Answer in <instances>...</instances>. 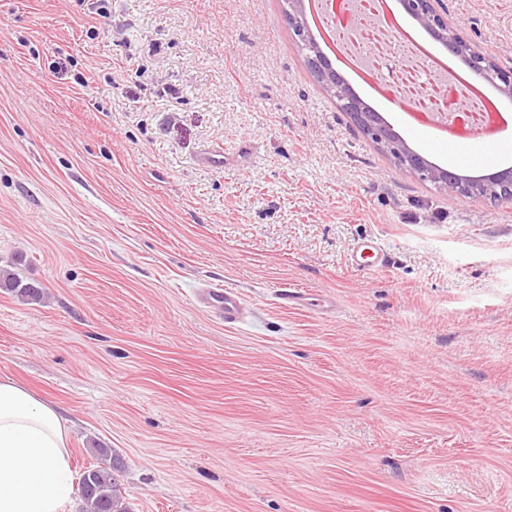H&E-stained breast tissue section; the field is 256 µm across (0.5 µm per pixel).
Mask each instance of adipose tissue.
<instances>
[{
  "instance_id": "obj_1",
  "label": "adipose tissue",
  "mask_w": 512,
  "mask_h": 512,
  "mask_svg": "<svg viewBox=\"0 0 512 512\" xmlns=\"http://www.w3.org/2000/svg\"><path fill=\"white\" fill-rule=\"evenodd\" d=\"M69 437L56 409L0 376V512H66Z\"/></svg>"
}]
</instances>
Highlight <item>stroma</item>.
<instances>
[{
	"label": "stroma",
	"mask_w": 512,
	"mask_h": 512,
	"mask_svg": "<svg viewBox=\"0 0 512 512\" xmlns=\"http://www.w3.org/2000/svg\"><path fill=\"white\" fill-rule=\"evenodd\" d=\"M439 10L512 70V0ZM346 79L433 164L512 165ZM365 238L387 270L348 268ZM0 270L44 291L0 289V375L75 475L121 459L132 512H512V199L399 165L283 0H0ZM217 283L242 322L197 303ZM438 136L444 139L448 138L449 146H456L460 144L467 145L472 155L483 154L485 157L491 155L492 147L495 143L494 132H489L479 139H459L456 138L452 132L448 131V129L444 127L439 129Z\"/></svg>",
	"instance_id": "obj_1"
}]
</instances>
